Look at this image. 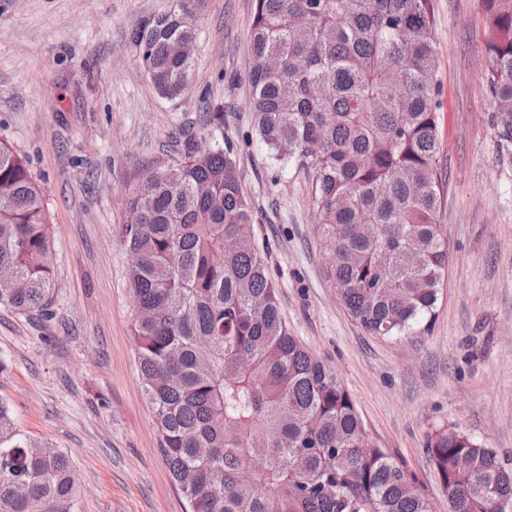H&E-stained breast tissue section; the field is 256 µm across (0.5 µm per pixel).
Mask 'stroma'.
Here are the masks:
<instances>
[{
	"instance_id": "1",
	"label": "stroma",
	"mask_w": 512,
	"mask_h": 512,
	"mask_svg": "<svg viewBox=\"0 0 512 512\" xmlns=\"http://www.w3.org/2000/svg\"><path fill=\"white\" fill-rule=\"evenodd\" d=\"M434 2L448 273L429 330L388 339L357 324L326 277L310 174L271 159L254 129L253 0H205L189 87L174 99L152 86L130 36L177 0H0V141L41 185L53 268L49 315L0 306V400L28 436L71 456L74 512H185L144 395L112 227L185 136L211 144L210 105L224 109L288 330L336 369L370 439L436 512L448 502L425 452L434 429L512 458V157L489 128L481 0Z\"/></svg>"
}]
</instances>
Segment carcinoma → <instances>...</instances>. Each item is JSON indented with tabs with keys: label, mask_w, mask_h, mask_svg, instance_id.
I'll return each instance as SVG.
<instances>
[{
	"label": "carcinoma",
	"mask_w": 512,
	"mask_h": 512,
	"mask_svg": "<svg viewBox=\"0 0 512 512\" xmlns=\"http://www.w3.org/2000/svg\"><path fill=\"white\" fill-rule=\"evenodd\" d=\"M204 0L133 33L146 73L181 95ZM490 129L512 152V0H481ZM434 0H254L248 81L273 159L313 175L326 276L369 334L435 314L448 269L440 203ZM118 225L160 453L186 512H433L414 474L374 444L336 370L288 332L229 141L190 138L148 170ZM51 240L40 184L0 142V305L48 311ZM450 512L512 509V459L454 429L425 444ZM69 454L21 431L0 401V512H73Z\"/></svg>",
	"instance_id": "obj_1"
}]
</instances>
